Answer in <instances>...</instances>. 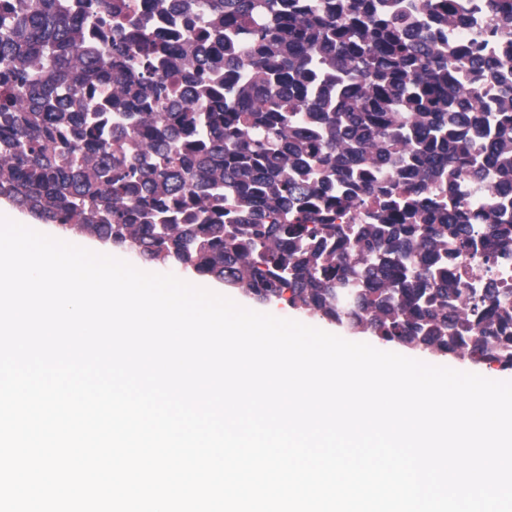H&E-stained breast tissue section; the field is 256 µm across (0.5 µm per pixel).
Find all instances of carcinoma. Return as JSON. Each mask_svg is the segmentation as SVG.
I'll list each match as a JSON object with an SVG mask.
<instances>
[{"mask_svg":"<svg viewBox=\"0 0 512 512\" xmlns=\"http://www.w3.org/2000/svg\"><path fill=\"white\" fill-rule=\"evenodd\" d=\"M464 7L156 0L184 15L170 57L119 29L87 43L112 0H0V196L243 293L511 369L509 295L491 279L463 298L451 261L512 251V0L473 3L499 23L456 50ZM372 197L356 235L336 223ZM338 288L359 296L339 308Z\"/></svg>","mask_w":512,"mask_h":512,"instance_id":"obj_1","label":"carcinoma"}]
</instances>
